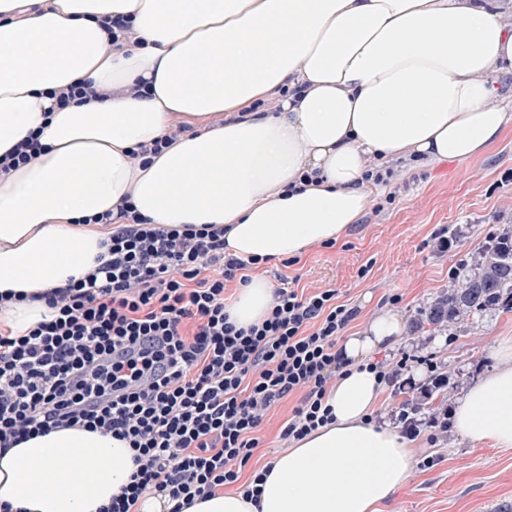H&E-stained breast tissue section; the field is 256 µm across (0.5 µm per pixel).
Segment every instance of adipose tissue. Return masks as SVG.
I'll return each instance as SVG.
<instances>
[{"instance_id":"obj_1","label":"adipose tissue","mask_w":512,"mask_h":512,"mask_svg":"<svg viewBox=\"0 0 512 512\" xmlns=\"http://www.w3.org/2000/svg\"><path fill=\"white\" fill-rule=\"evenodd\" d=\"M140 41L109 50L108 19ZM512 0H0V157L28 137L36 159L0 176V327L28 333L41 295L106 254L97 216L128 202L152 225H216L224 253L279 260L340 238L387 165L466 162L512 128ZM92 83L100 103L61 90ZM147 165L130 154L178 124ZM274 286H241L224 310L264 320ZM375 313L340 350L333 420L268 463L259 500L196 498L183 512H380L413 475L410 441L377 422L376 353L403 337ZM452 414L455 432L512 448V336ZM128 441L58 428L0 450L12 512H99L130 482Z\"/></svg>"}]
</instances>
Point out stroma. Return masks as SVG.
<instances>
[{
  "mask_svg": "<svg viewBox=\"0 0 512 512\" xmlns=\"http://www.w3.org/2000/svg\"><path fill=\"white\" fill-rule=\"evenodd\" d=\"M507 225H512V129L471 161L397 170L390 189L336 242L286 264L271 260L258 267L276 286L285 282L307 294L335 289L338 302L356 311L347 334L361 330L382 309L404 318L403 339L378 360L393 366L414 355L425 362L391 380L376 419L399 425L403 404H420L414 416L416 466L384 512H498L512 506V448L433 430L432 413L424 408L430 401L453 407L467 387L492 371L499 337L512 334V311L488 312L460 332L413 326L420 310L446 291L459 271L472 267L482 245ZM444 235L449 246L437 249L436 240ZM441 374L449 384L446 395L437 397L432 380ZM299 401L291 396L267 412L252 466H264L285 448L281 428Z\"/></svg>",
  "mask_w": 512,
  "mask_h": 512,
  "instance_id": "35a3bbf8",
  "label": "stroma"
}]
</instances>
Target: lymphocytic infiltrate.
<instances>
[{
  "instance_id": "lymphocytic-infiltrate-1",
  "label": "lymphocytic infiltrate",
  "mask_w": 512,
  "mask_h": 512,
  "mask_svg": "<svg viewBox=\"0 0 512 512\" xmlns=\"http://www.w3.org/2000/svg\"><path fill=\"white\" fill-rule=\"evenodd\" d=\"M111 225L108 260L48 295L54 318L28 334L0 330V447L44 430L100 429L129 441L137 466L104 512H135L147 491L193 505L244 484L240 469L277 402L299 395L282 430L300 440L332 421L328 384L356 315L326 289L282 286L267 317L240 327L224 312L226 281L247 283L213 227L157 229L133 209Z\"/></svg>"
}]
</instances>
